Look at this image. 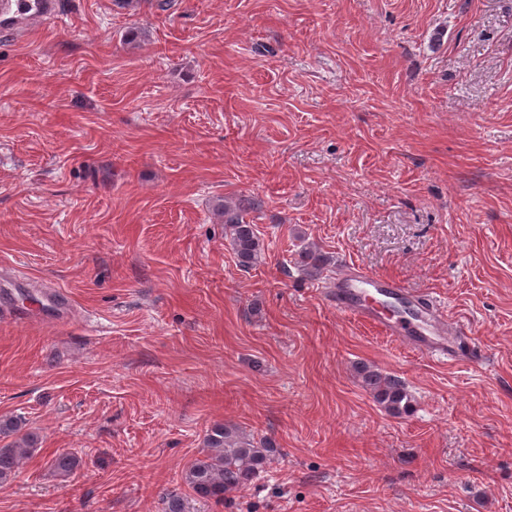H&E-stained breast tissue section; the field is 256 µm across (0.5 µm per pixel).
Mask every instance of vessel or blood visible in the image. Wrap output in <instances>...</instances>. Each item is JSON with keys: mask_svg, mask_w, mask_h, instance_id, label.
I'll list each match as a JSON object with an SVG mask.
<instances>
[{"mask_svg": "<svg viewBox=\"0 0 512 512\" xmlns=\"http://www.w3.org/2000/svg\"><path fill=\"white\" fill-rule=\"evenodd\" d=\"M61 0H0V22L8 27H33L60 17ZM337 312L353 316L392 337L411 351L449 359L458 341L469 334L467 324L450 319L437 300L408 294L394 281L346 265L336 286L325 295Z\"/></svg>", "mask_w": 512, "mask_h": 512, "instance_id": "obj_1", "label": "vessel or blood"}]
</instances>
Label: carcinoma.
Listing matches in <instances>:
<instances>
[{
	"label": "carcinoma",
	"mask_w": 512,
	"mask_h": 512,
	"mask_svg": "<svg viewBox=\"0 0 512 512\" xmlns=\"http://www.w3.org/2000/svg\"><path fill=\"white\" fill-rule=\"evenodd\" d=\"M218 211L239 265L244 269L256 266L262 260V245L255 225L245 220L246 209L239 203H222ZM330 263L331 259L314 244L299 252L300 267L312 279L321 278ZM359 375L364 386L388 413L400 416L409 411L411 397L399 379L369 366L361 368ZM0 435L15 436L11 445L0 448V484H3L16 473L21 460L33 458L40 446L37 434L22 431L13 419L0 420ZM206 442L207 452L187 469L185 482L198 497L218 504L224 502L228 494L253 483L265 470L273 449L270 441H257L237 427L224 423L210 428ZM49 463L57 472L67 474L76 468L78 458L70 452H60L53 454Z\"/></svg>",
	"instance_id": "obj_1"
}]
</instances>
